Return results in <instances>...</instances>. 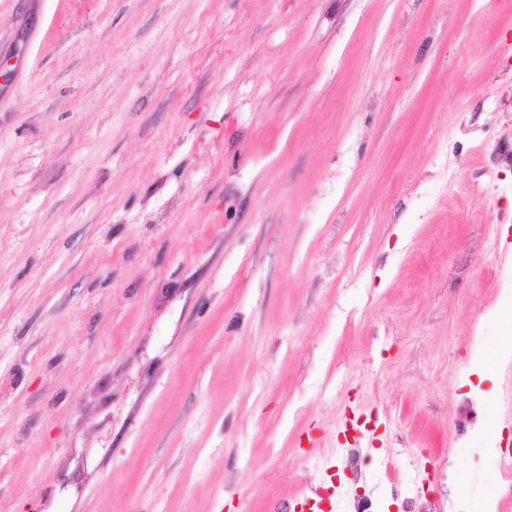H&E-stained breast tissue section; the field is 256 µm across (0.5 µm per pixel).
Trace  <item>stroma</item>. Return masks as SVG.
Returning a JSON list of instances; mask_svg holds the SVG:
<instances>
[{"label":"stroma","instance_id":"35a3bbf8","mask_svg":"<svg viewBox=\"0 0 512 512\" xmlns=\"http://www.w3.org/2000/svg\"><path fill=\"white\" fill-rule=\"evenodd\" d=\"M0 63V512L491 504L512 6L0 0Z\"/></svg>","mask_w":512,"mask_h":512}]
</instances>
